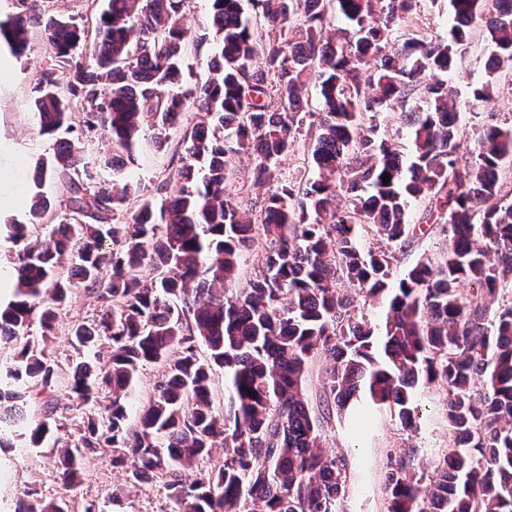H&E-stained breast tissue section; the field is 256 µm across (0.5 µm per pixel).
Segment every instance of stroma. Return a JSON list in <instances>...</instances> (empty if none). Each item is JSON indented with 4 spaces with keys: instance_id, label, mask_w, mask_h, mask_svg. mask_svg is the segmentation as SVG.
Masks as SVG:
<instances>
[{
    "instance_id": "stroma-1",
    "label": "stroma",
    "mask_w": 512,
    "mask_h": 512,
    "mask_svg": "<svg viewBox=\"0 0 512 512\" xmlns=\"http://www.w3.org/2000/svg\"><path fill=\"white\" fill-rule=\"evenodd\" d=\"M209 0H186L184 25L187 34V66L183 73V88L203 84L209 74V62L214 55V30L209 22ZM491 48L480 26H473L469 36L457 52L448 83L453 88L461 114L458 131L463 150H470L474 133L489 124L512 126V69H501L495 75V89L489 102L470 106L468 100L473 84L485 81L487 60ZM53 53L39 32H32L25 57L14 59L6 45H0V170L18 166L20 183L30 186L38 179V166L50 157L54 141L43 135L33 117L34 88L41 72L50 68ZM83 111L73 110L71 122L74 133L86 144V159L96 167L102 180L118 185L140 184L142 195L149 196L155 187L166 180L178 166L171 152H156L150 142L152 129H145L135 152V160L126 164L121 172L105 167L104 161L112 155V144L99 130H88ZM27 196L19 194L7 207H0V279L4 280L18 252L6 227L27 222ZM99 303L91 292L79 289L68 304L60 310L54 328V339L49 345L50 356L59 364H67L72 353L68 342L69 330L77 323L92 320ZM52 401L55 417L60 425L55 439H48L26 452L12 450L0 453V512H14L16 504L28 491L36 492L40 499L65 498L74 502L77 512L85 505L97 502L112 490L123 487L124 493L118 512H167L161 484L151 486L127 485L124 470L112 467L102 457L90 458L85 466L81 484L64 490L56 469L55 442L76 441L83 420L89 412L71 400L65 391L52 395H32L30 406ZM422 414L421 427L416 433L401 429L390 416L378 417L371 429L362 437H354L342 422L331 420L323 428L327 450L345 455L351 464L348 492L343 503L345 512H384L380 477L391 456L416 449L424 467L448 446V424L443 401L432 389L423 387L417 392Z\"/></svg>"
}]
</instances>
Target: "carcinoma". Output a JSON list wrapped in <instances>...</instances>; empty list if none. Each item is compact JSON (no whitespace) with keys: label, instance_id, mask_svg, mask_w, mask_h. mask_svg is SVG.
<instances>
[{"label":"carcinoma","instance_id":"carcinoma-1","mask_svg":"<svg viewBox=\"0 0 512 512\" xmlns=\"http://www.w3.org/2000/svg\"><path fill=\"white\" fill-rule=\"evenodd\" d=\"M184 2L107 0L92 31L71 16L24 11L0 23L17 58L33 27L53 49L34 99L40 131L56 144L39 180L59 182L68 196L44 238L7 225L20 250L0 340L17 353L0 384V401L12 402L0 417V449L22 435L34 447L44 441L55 407L33 413L24 397L52 391L61 377L80 405L110 396L104 415L87 417L77 443L58 450L66 487L81 482L88 457L106 452L135 484L166 476L172 512H344L349 462L326 452L323 425L348 419L358 435L370 406L414 433L423 385L444 395L448 448L430 474L408 453L389 461L386 512H512V200L500 179L512 127L483 128L461 162L456 101L437 78L474 24L492 49L490 73L512 67V0H448V39L435 42L395 34L414 0H252L250 13L241 0H211L218 48L193 91L181 86ZM330 14L346 25L336 40L323 36ZM311 80L315 111L302 97ZM190 101L197 121L181 129L173 180L112 223L139 189L115 195L88 170L84 144L58 137L72 127L71 109L109 135L113 165L133 158L146 121L153 147L168 149L167 131ZM375 103L410 105L409 148L378 135ZM306 122L311 177L289 179L277 169ZM244 151L254 185L269 186L260 200L228 190ZM418 198L429 200L433 223L410 221ZM46 207L42 192L30 195V223ZM435 228L449 232L446 250L393 279L394 251ZM370 234L378 246L366 244ZM260 237L263 269L239 289L241 258ZM464 282L474 286L469 296ZM81 285L93 287L99 311L72 326L76 358L62 377L42 341ZM373 300L386 308L381 328L360 307ZM35 319L38 341L29 334ZM318 357L314 408L305 382ZM146 363L164 370L132 429L125 398ZM218 443L223 461L202 469ZM31 496L15 512H70L63 498Z\"/></svg>","mask_w":512,"mask_h":512}]
</instances>
